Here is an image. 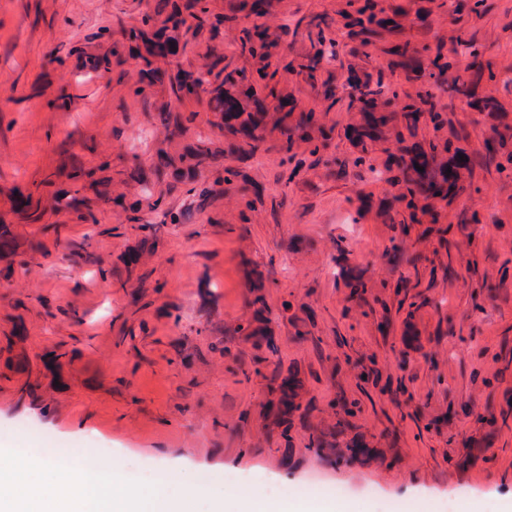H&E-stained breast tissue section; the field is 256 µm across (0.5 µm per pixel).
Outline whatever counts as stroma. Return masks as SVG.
<instances>
[{
	"label": "stroma",
	"instance_id": "obj_1",
	"mask_svg": "<svg viewBox=\"0 0 512 512\" xmlns=\"http://www.w3.org/2000/svg\"><path fill=\"white\" fill-rule=\"evenodd\" d=\"M346 2L270 0L264 22L299 64L312 53L293 34L299 19L336 24ZM153 3L0 0V224L17 240L15 255L0 260V348L25 359L20 373L0 365V450L37 438L77 466L108 448L123 465L205 471L218 485L225 471H260L293 497L329 506L338 502L329 485L342 484L351 512H437L443 503L451 512H512V174L475 167L471 188L449 208L454 225L480 212L473 239L439 253L436 237H412L408 253L435 262L391 264L390 225L377 210L357 213L361 198L391 194L388 154L379 146L356 163L345 131L358 115L344 100L329 106L322 86L385 69L384 45L354 54L335 27L336 56L322 60L316 81L279 75L283 93L332 127L327 148L313 155L296 145L291 163L274 131L253 154L219 157L196 178L165 169L143 193L135 167L150 168L162 153L178 158L201 137L224 146L203 102L176 101L165 81L136 94L135 60L108 73L92 67L123 50L126 31ZM430 8L426 35L449 49L448 79L471 61L455 49L466 35L497 75L484 91L512 113V0H487L459 20L437 0ZM216 54L247 72L258 66L229 24L216 39L205 28L184 35L176 61L200 71ZM428 90L481 149L482 117L445 85ZM167 110L192 116L185 135L159 124ZM77 168L93 171V182L73 180ZM247 180L260 199L243 193ZM74 193L92 219L68 206ZM120 194L123 209L111 203ZM84 241L87 255L72 253ZM340 244L388 316L347 311ZM136 249L141 261L119 285L115 273ZM254 267L268 278L269 348L234 333L251 315ZM401 280L418 305L420 336L410 348L395 293ZM18 324L24 337L15 340ZM62 346L76 355L55 378L43 359ZM276 369L299 370L302 399L314 405L285 436L266 408V377ZM27 379L39 385L38 405L18 399ZM343 396L358 400L353 422L384 462L335 463L306 450L308 426L334 424ZM493 415L507 422L492 433L485 420Z\"/></svg>",
	"mask_w": 512,
	"mask_h": 512
}]
</instances>
